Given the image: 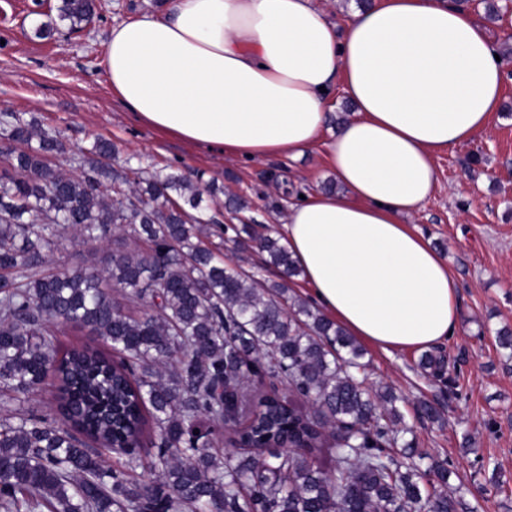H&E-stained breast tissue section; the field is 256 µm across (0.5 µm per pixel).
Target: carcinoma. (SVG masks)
<instances>
[{"label":"carcinoma","mask_w":512,"mask_h":512,"mask_svg":"<svg viewBox=\"0 0 512 512\" xmlns=\"http://www.w3.org/2000/svg\"><path fill=\"white\" fill-rule=\"evenodd\" d=\"M103 7L58 0L57 18L76 33ZM113 153L0 113V512H475L452 464L421 469L428 452L403 440L411 429L393 393L368 384L361 346L290 294L301 271L287 243L236 229L279 282L225 265L201 228L219 220L195 214L224 188ZM67 154L79 174L53 163ZM115 230L133 247L47 270L69 233ZM61 326L99 344H64ZM421 365L445 379L442 353ZM251 375L274 389L256 406ZM49 377L61 423L15 412Z\"/></svg>","instance_id":"obj_1"}]
</instances>
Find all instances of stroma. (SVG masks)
<instances>
[{"instance_id":"35a3bbf8","label":"stroma","mask_w":512,"mask_h":512,"mask_svg":"<svg viewBox=\"0 0 512 512\" xmlns=\"http://www.w3.org/2000/svg\"><path fill=\"white\" fill-rule=\"evenodd\" d=\"M56 0H0V111L35 116L43 128L64 130L72 147L94 137L111 141L119 159L142 161L193 182L215 181L237 194L243 209H225L233 227L283 236L289 204L336 188L319 150L295 159L242 161L187 145L135 120L115 100L103 66L112 25L153 11L156 0H108L103 19L77 33L43 40L33 33ZM506 64L501 107L489 130L438 156L440 187L409 222L447 260L459 288L457 330L440 350L449 384L419 366L420 351L385 353L365 346L370 384L404 397L401 409L416 447L450 461L461 494L477 512H512V13L505 0H457ZM499 17L489 20L490 10ZM226 265L276 281L266 257L232 240L221 245ZM434 404L438 419L415 417L413 402Z\"/></svg>"}]
</instances>
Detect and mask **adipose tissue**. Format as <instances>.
<instances>
[{
    "mask_svg": "<svg viewBox=\"0 0 512 512\" xmlns=\"http://www.w3.org/2000/svg\"><path fill=\"white\" fill-rule=\"evenodd\" d=\"M456 0H376L337 29L315 0H166L110 29L105 70L139 122L242 160L320 149L345 191L288 208L312 300L384 352L453 336L459 283L407 219L437 157L486 132L502 62ZM355 106L326 131L334 91Z\"/></svg>",
    "mask_w": 512,
    "mask_h": 512,
    "instance_id": "obj_1",
    "label": "adipose tissue"
}]
</instances>
